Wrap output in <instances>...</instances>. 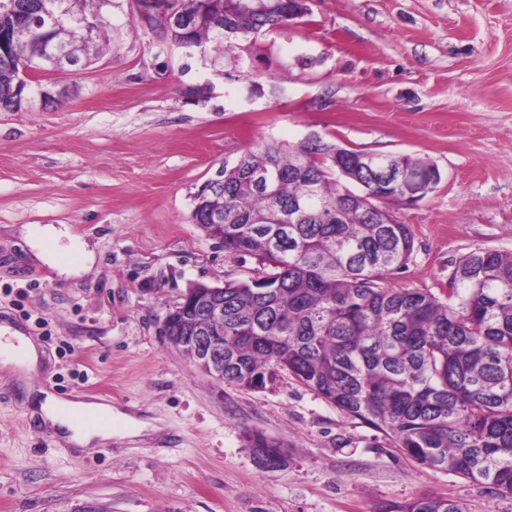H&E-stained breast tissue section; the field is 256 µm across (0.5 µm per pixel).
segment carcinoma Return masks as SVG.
Instances as JSON below:
<instances>
[{"mask_svg":"<svg viewBox=\"0 0 512 512\" xmlns=\"http://www.w3.org/2000/svg\"><path fill=\"white\" fill-rule=\"evenodd\" d=\"M0 0V107L27 99L18 61L41 69L57 46L65 72L95 60L116 29L111 17L89 29L76 22L103 12L101 0ZM190 25L156 20L184 51L232 53L233 40L302 18L298 0H173ZM394 162L408 184L383 179ZM263 170L270 184L251 185ZM431 163L412 155L373 154L322 138L269 140L246 152L220 181L203 183L191 218L211 225L224 215V253L249 256L256 275L224 282V382L250 384L275 368L345 415L395 435L407 458L489 484L512 497V251L462 257L442 299L393 288L388 277L414 252L409 225L350 204L348 194L414 203ZM379 512H467L424 495Z\"/></svg>","mask_w":512,"mask_h":512,"instance_id":"obj_1","label":"carcinoma"}]
</instances>
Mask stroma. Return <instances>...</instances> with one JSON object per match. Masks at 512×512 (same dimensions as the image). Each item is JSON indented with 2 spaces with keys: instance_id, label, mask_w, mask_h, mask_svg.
I'll list each match as a JSON object with an SVG mask.
<instances>
[{
  "instance_id": "1",
  "label": "stroma",
  "mask_w": 512,
  "mask_h": 512,
  "mask_svg": "<svg viewBox=\"0 0 512 512\" xmlns=\"http://www.w3.org/2000/svg\"><path fill=\"white\" fill-rule=\"evenodd\" d=\"M109 48L64 99L0 112V324L36 341L40 366L0 361V512H377L433 495L512 512L487 485L423 468L393 434L282 374L219 384L165 342L166 311L195 283L244 280L191 218L193 195L261 142L309 133L348 149L428 159L443 177L390 203L415 249L390 286L443 294L472 252L512 251V0H313L287 28L239 41L247 65L163 52L128 6ZM210 82L188 101L183 86ZM66 230L94 254L65 278L28 232ZM93 396L144 422L110 443H63L32 396ZM288 450L263 471L248 435Z\"/></svg>"
}]
</instances>
